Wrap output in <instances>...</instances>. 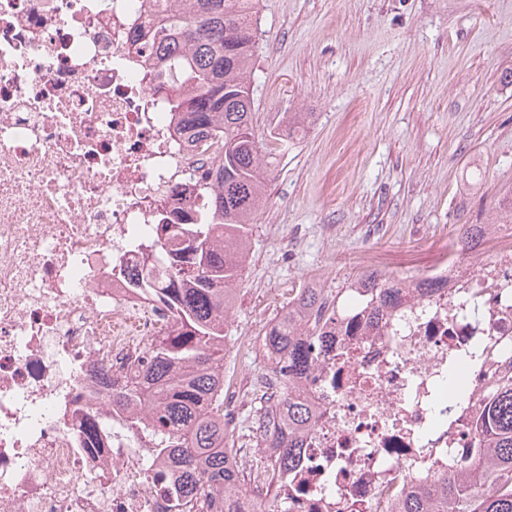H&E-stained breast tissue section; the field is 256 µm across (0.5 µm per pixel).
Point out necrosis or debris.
<instances>
[{
	"instance_id": "obj_1",
	"label": "necrosis or debris",
	"mask_w": 512,
	"mask_h": 512,
	"mask_svg": "<svg viewBox=\"0 0 512 512\" xmlns=\"http://www.w3.org/2000/svg\"><path fill=\"white\" fill-rule=\"evenodd\" d=\"M141 0H0V512H170L169 471L106 404L172 309L130 278L212 151L175 131L171 85L131 48ZM376 323L328 337L303 387L317 415L275 491L247 512H390L469 455L491 367L448 366L488 336L512 348V231L430 272Z\"/></svg>"
}]
</instances>
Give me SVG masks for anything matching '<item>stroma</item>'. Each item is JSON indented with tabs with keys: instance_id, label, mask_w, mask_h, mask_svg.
Returning a JSON list of instances; mask_svg holds the SVG:
<instances>
[{
	"instance_id": "35a3bbf8",
	"label": "stroma",
	"mask_w": 512,
	"mask_h": 512,
	"mask_svg": "<svg viewBox=\"0 0 512 512\" xmlns=\"http://www.w3.org/2000/svg\"><path fill=\"white\" fill-rule=\"evenodd\" d=\"M260 138L304 113L249 236L224 387L247 443L265 328L299 288L345 287L375 249L418 277L512 194V0H260Z\"/></svg>"
}]
</instances>
